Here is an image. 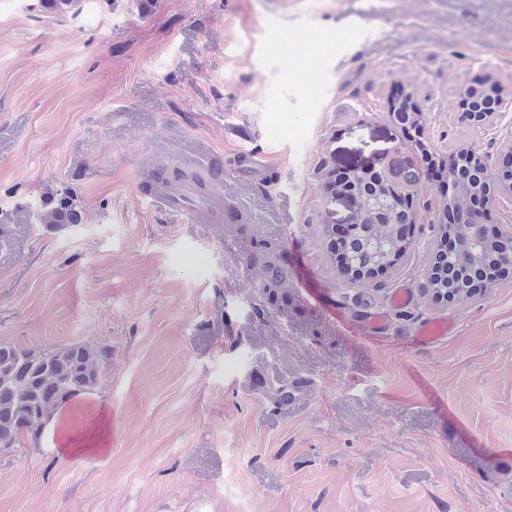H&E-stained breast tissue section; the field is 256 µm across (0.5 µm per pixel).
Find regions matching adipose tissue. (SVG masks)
Segmentation results:
<instances>
[{
	"label": "adipose tissue",
	"instance_id": "ef3b65f1",
	"mask_svg": "<svg viewBox=\"0 0 512 512\" xmlns=\"http://www.w3.org/2000/svg\"><path fill=\"white\" fill-rule=\"evenodd\" d=\"M52 429L58 432L59 449L80 459H91L107 451L110 444V421L98 405L88 404L81 418L70 411L58 412Z\"/></svg>",
	"mask_w": 512,
	"mask_h": 512
}]
</instances>
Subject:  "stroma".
<instances>
[{
  "label": "stroma",
  "mask_w": 512,
  "mask_h": 512,
  "mask_svg": "<svg viewBox=\"0 0 512 512\" xmlns=\"http://www.w3.org/2000/svg\"><path fill=\"white\" fill-rule=\"evenodd\" d=\"M488 76L512 85V0H0V342L109 349L92 398L119 420L85 463L48 431L1 450L0 512H512V279L429 291L447 185L415 146L497 170L512 111L482 128L462 106ZM250 150L265 174L238 173ZM162 167L208 174L217 220L149 204ZM365 170L416 176L417 221L351 283L323 184ZM65 188L81 224L37 223ZM374 309L385 333L357 337ZM441 314L448 337L417 343ZM253 370L310 396L274 411Z\"/></svg>",
  "instance_id": "obj_1"
}]
</instances>
